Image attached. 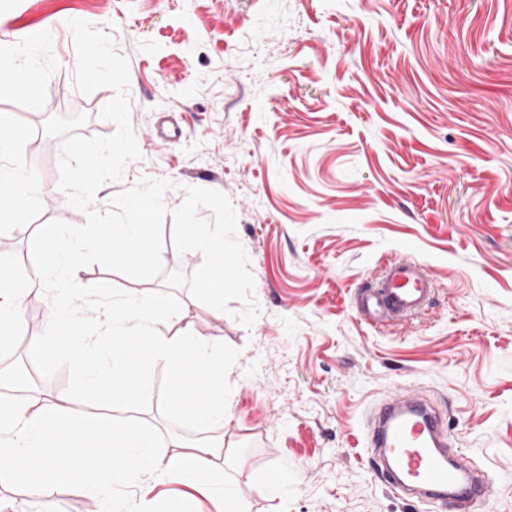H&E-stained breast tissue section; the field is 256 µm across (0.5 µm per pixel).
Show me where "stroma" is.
I'll return each mask as SVG.
<instances>
[{
    "mask_svg": "<svg viewBox=\"0 0 512 512\" xmlns=\"http://www.w3.org/2000/svg\"><path fill=\"white\" fill-rule=\"evenodd\" d=\"M108 35L128 62L130 126L140 159L104 183L94 209L142 179H164L167 273L192 275L172 210L189 187L224 193L250 259L258 316L172 290L180 312L162 334L239 350L228 372L223 467L246 512H421L377 482L362 443L370 404L396 387L447 407L455 447L477 452L494 512H512V0H0V46L46 73L58 101L41 107L0 80L13 128L83 114L85 136L115 92L74 86L71 20ZM31 137L42 191L29 226H0V255L31 263L38 225L79 226L59 186L61 139ZM413 252L439 288L433 312L374 328L358 288L389 256ZM51 316L45 293L22 304L7 366L28 365ZM271 467L288 484L268 494ZM0 512H100L87 491L40 495L0 484Z\"/></svg>",
    "mask_w": 512,
    "mask_h": 512,
    "instance_id": "stroma-1",
    "label": "stroma"
}]
</instances>
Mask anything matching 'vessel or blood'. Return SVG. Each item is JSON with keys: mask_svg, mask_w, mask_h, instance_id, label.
<instances>
[{"mask_svg": "<svg viewBox=\"0 0 512 512\" xmlns=\"http://www.w3.org/2000/svg\"><path fill=\"white\" fill-rule=\"evenodd\" d=\"M436 288L429 267L406 252L389 259L355 301L371 324L398 325L424 313ZM364 452L374 478L407 501L488 512V477L449 452L446 416L422 391L399 388L370 406Z\"/></svg>", "mask_w": 512, "mask_h": 512, "instance_id": "1", "label": "vessel or blood"}]
</instances>
